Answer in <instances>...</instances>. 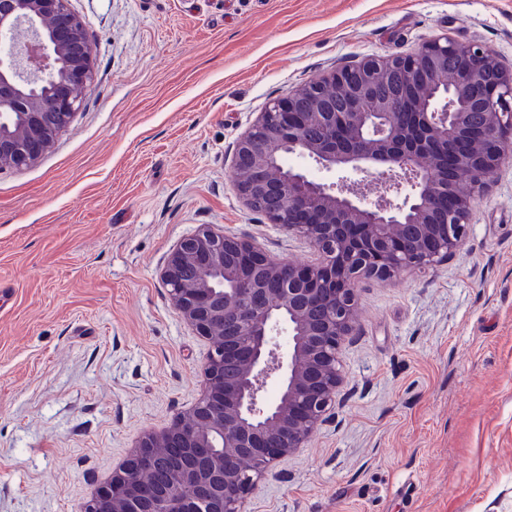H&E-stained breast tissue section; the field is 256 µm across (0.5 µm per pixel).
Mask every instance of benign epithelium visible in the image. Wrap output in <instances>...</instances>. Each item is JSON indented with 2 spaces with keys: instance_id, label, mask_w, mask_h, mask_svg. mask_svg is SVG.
Listing matches in <instances>:
<instances>
[{
  "instance_id": "benign-epithelium-1",
  "label": "benign epithelium",
  "mask_w": 512,
  "mask_h": 512,
  "mask_svg": "<svg viewBox=\"0 0 512 512\" xmlns=\"http://www.w3.org/2000/svg\"><path fill=\"white\" fill-rule=\"evenodd\" d=\"M67 2L0 0V38H12L0 46V112L22 118L17 132H0V170L36 164L81 106L93 47ZM471 112L484 122L469 124ZM277 151L338 179L294 166L273 176ZM511 157L512 69L446 36L270 101L234 145L233 183L247 208L318 258L276 260L208 225L175 242L159 277L177 316L211 345L200 397L146 433L84 512H242L278 461L335 414L357 283L425 271L460 251L489 176ZM367 173L381 185L374 199L358 179ZM272 378L279 390L267 401ZM159 463L165 478L156 481Z\"/></svg>"
}]
</instances>
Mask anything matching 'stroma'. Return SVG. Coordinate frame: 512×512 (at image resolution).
Returning <instances> with one entry per match:
<instances>
[{"label": "stroma", "mask_w": 512, "mask_h": 512, "mask_svg": "<svg viewBox=\"0 0 512 512\" xmlns=\"http://www.w3.org/2000/svg\"><path fill=\"white\" fill-rule=\"evenodd\" d=\"M93 76L40 161L0 171V512H82L198 398L209 345L159 271L207 224L304 264L239 199L238 138L273 99L448 36L512 68V0H68ZM333 421L243 512H512V161L463 248L358 283Z\"/></svg>", "instance_id": "obj_1"}]
</instances>
